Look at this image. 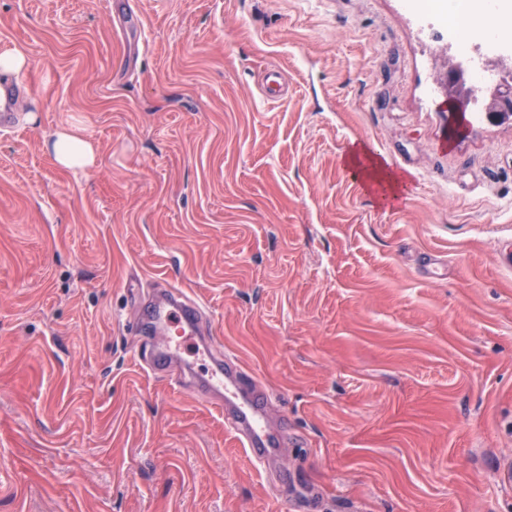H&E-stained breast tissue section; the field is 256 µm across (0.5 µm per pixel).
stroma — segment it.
Returning <instances> with one entry per match:
<instances>
[{"instance_id": "35a3bbf8", "label": "stroma", "mask_w": 512, "mask_h": 512, "mask_svg": "<svg viewBox=\"0 0 512 512\" xmlns=\"http://www.w3.org/2000/svg\"><path fill=\"white\" fill-rule=\"evenodd\" d=\"M5 45L0 512H512V126L448 109L408 0H0ZM160 282L287 426L270 469L142 368ZM28 57L17 46H4L0 51V73L4 76H19L26 68ZM22 89L17 85L0 86V127L2 130L12 131L15 123L13 120V103L19 99ZM52 138L53 156L61 167L76 173L95 164V146L83 135L79 124L67 122L59 126ZM348 164L365 184L380 191L382 200H388L394 196L399 179L390 173L386 166L372 156L368 150L363 147L353 149L349 154Z\"/></svg>"}]
</instances>
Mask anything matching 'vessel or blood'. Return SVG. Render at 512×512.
<instances>
[{
    "label": "vessel or blood",
    "mask_w": 512,
    "mask_h": 512,
    "mask_svg": "<svg viewBox=\"0 0 512 512\" xmlns=\"http://www.w3.org/2000/svg\"><path fill=\"white\" fill-rule=\"evenodd\" d=\"M22 90L16 85L0 86V128L13 130L12 107ZM203 308L182 292L166 286L140 310L137 332L142 336L165 335L177 330L180 340L200 336V318ZM179 340V342H180ZM179 342L155 347L145 363L158 377L166 376L180 349ZM211 367L199 388L206 403L217 411L225 412L226 423L234 432L245 453L258 465L269 464L275 457L276 441L268 431L263 417L266 393L240 370L228 357L212 352Z\"/></svg>",
    "instance_id": "obj_1"
}]
</instances>
